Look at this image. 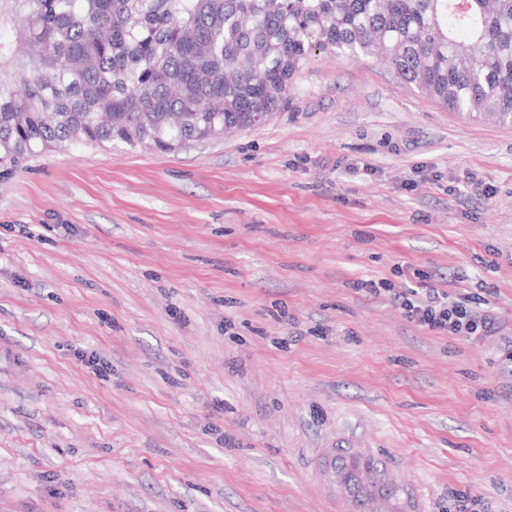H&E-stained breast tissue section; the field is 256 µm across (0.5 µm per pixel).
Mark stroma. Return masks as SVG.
Listing matches in <instances>:
<instances>
[{"mask_svg": "<svg viewBox=\"0 0 512 512\" xmlns=\"http://www.w3.org/2000/svg\"><path fill=\"white\" fill-rule=\"evenodd\" d=\"M417 270L497 335L353 286ZM510 338L512 124L316 53L252 129L0 179V512H343L344 449L512 512ZM426 296L415 288L393 293L405 315L412 321L438 335L466 338L474 335L491 336L495 330V319L490 311L478 310L488 305L485 299L475 296H450L447 291L436 288H421Z\"/></svg>", "mask_w": 512, "mask_h": 512, "instance_id": "stroma-1", "label": "stroma"}]
</instances>
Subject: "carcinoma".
<instances>
[{
    "instance_id": "obj_1",
    "label": "carcinoma",
    "mask_w": 512,
    "mask_h": 512,
    "mask_svg": "<svg viewBox=\"0 0 512 512\" xmlns=\"http://www.w3.org/2000/svg\"><path fill=\"white\" fill-rule=\"evenodd\" d=\"M383 54L512 121V0H0V178L63 143L173 152L264 123L316 52Z\"/></svg>"
}]
</instances>
